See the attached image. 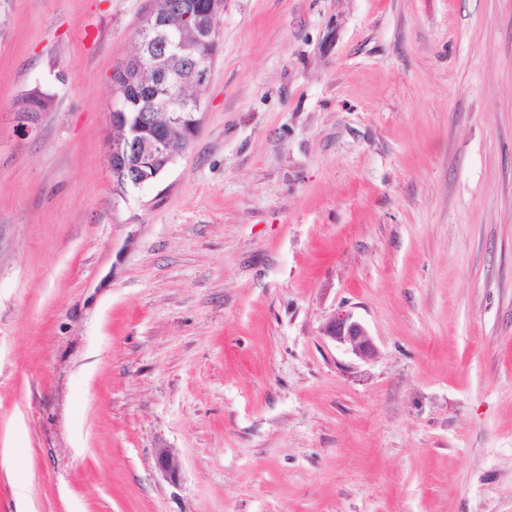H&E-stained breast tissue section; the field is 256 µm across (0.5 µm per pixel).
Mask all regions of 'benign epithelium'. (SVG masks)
Returning <instances> with one entry per match:
<instances>
[{"mask_svg":"<svg viewBox=\"0 0 512 512\" xmlns=\"http://www.w3.org/2000/svg\"><path fill=\"white\" fill-rule=\"evenodd\" d=\"M223 12L224 0H208L202 10L195 9L188 0H158L147 27L136 40L135 51L125 64L124 85L132 87L154 108L176 104L190 108L193 101L180 94V89L188 81L203 85L208 80L212 59L208 50L216 44V22ZM171 14L192 20L191 38L173 31L167 21ZM113 119L120 135L112 140L108 160L133 188L156 180L182 153L174 146L169 133L154 128L151 112L115 111ZM324 332L361 360H370L376 354L367 327L347 310L337 311ZM156 460L167 474L178 469L177 461L164 448L156 450Z\"/></svg>","mask_w":512,"mask_h":512,"instance_id":"7a95c632","label":"benign epithelium"}]
</instances>
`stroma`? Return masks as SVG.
I'll return each instance as SVG.
<instances>
[{"mask_svg": "<svg viewBox=\"0 0 512 512\" xmlns=\"http://www.w3.org/2000/svg\"><path fill=\"white\" fill-rule=\"evenodd\" d=\"M152 5L0 0V512H512V0H224L123 191ZM197 88L199 87L193 85L184 88V94L194 98L198 105L193 110L183 113L181 122L178 113H171L172 122H180L179 125L168 127L169 117L165 113H160L156 117L157 124L167 128L168 132L164 133L154 128L153 112H138L143 103L137 107L129 104L127 112H121L118 106L122 100L127 102L124 98L125 93L118 96L114 90L117 106L114 109L113 102L112 118L120 129V135L112 140L108 160L111 168H115L122 179L130 181L125 186L139 188L156 180L191 142L192 135L199 126L201 112L200 101L195 92ZM170 135L183 149L174 146ZM325 335L361 360H370L376 354L373 339L367 327L350 311H337L324 329Z\"/></svg>", "mask_w": 512, "mask_h": 512, "instance_id": "obj_1", "label": "stroma"}]
</instances>
